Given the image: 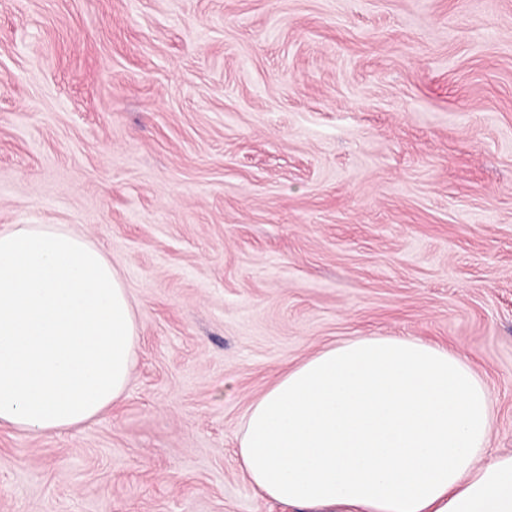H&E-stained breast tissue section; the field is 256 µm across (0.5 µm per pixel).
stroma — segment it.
<instances>
[{
	"mask_svg": "<svg viewBox=\"0 0 512 512\" xmlns=\"http://www.w3.org/2000/svg\"><path fill=\"white\" fill-rule=\"evenodd\" d=\"M123 278L125 397L0 429V512H295L249 405L359 336L467 355L512 452V0H0V227Z\"/></svg>",
	"mask_w": 512,
	"mask_h": 512,
	"instance_id": "obj_1",
	"label": "stroma"
}]
</instances>
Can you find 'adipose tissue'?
Returning <instances> with one entry per match:
<instances>
[{"label":"adipose tissue","instance_id":"ef3b65f1","mask_svg":"<svg viewBox=\"0 0 512 512\" xmlns=\"http://www.w3.org/2000/svg\"><path fill=\"white\" fill-rule=\"evenodd\" d=\"M139 328L122 278L64 224L0 229V427L76 428L126 393ZM492 393L468 359L360 336L248 407L236 461L297 512H512V453L488 454Z\"/></svg>","mask_w":512,"mask_h":512}]
</instances>
